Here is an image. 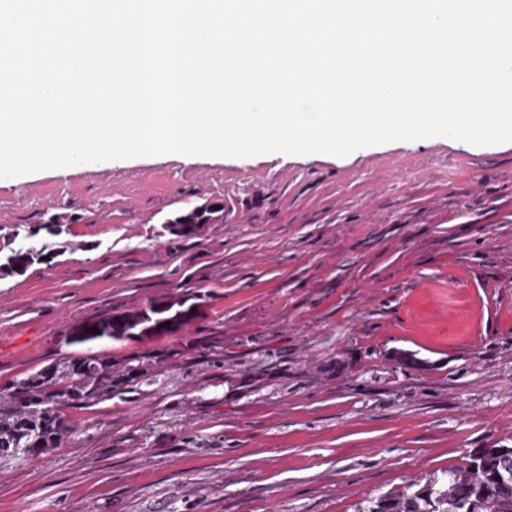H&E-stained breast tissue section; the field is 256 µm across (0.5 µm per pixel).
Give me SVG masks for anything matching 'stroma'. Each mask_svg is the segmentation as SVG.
Masks as SVG:
<instances>
[{
  "label": "stroma",
  "instance_id": "obj_1",
  "mask_svg": "<svg viewBox=\"0 0 512 512\" xmlns=\"http://www.w3.org/2000/svg\"><path fill=\"white\" fill-rule=\"evenodd\" d=\"M224 220L190 239L167 218ZM75 216L0 278V386L68 328L201 295L178 339L61 447L0 459V512H357L512 448V143L432 137L345 157L176 155L0 179V245ZM223 211L224 207L216 203L196 206L185 210L173 219H169L165 224H167V230L171 235L179 238H190L199 232L201 224H214L219 220L223 222L224 215L221 214ZM178 225H181V227H177ZM183 225H190L191 227H183Z\"/></svg>",
  "mask_w": 512,
  "mask_h": 512
}]
</instances>
